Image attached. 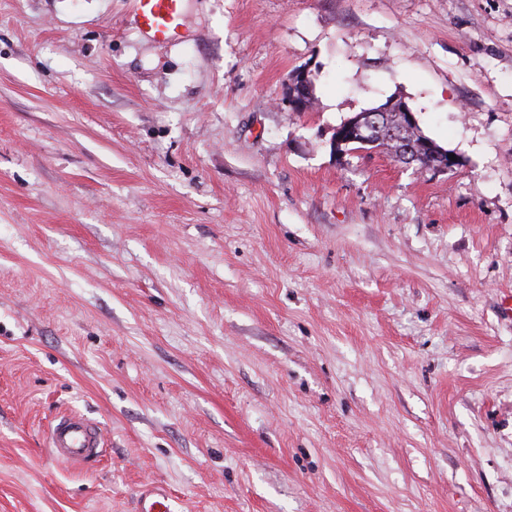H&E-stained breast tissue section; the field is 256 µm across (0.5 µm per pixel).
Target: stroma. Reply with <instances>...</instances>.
<instances>
[{
  "instance_id": "35a3bbf8",
  "label": "stroma",
  "mask_w": 512,
  "mask_h": 512,
  "mask_svg": "<svg viewBox=\"0 0 512 512\" xmlns=\"http://www.w3.org/2000/svg\"><path fill=\"white\" fill-rule=\"evenodd\" d=\"M509 297L512 0H0V512H512ZM138 23L160 39H172L179 29V0H131ZM307 69H301L290 75L285 101L288 106L292 107L297 112L300 111L306 104L304 95L307 94ZM397 102L390 101L388 104L383 105L374 110V115L377 117L376 120H373L371 123L364 125L362 121V117L352 116L345 120L342 124H340L334 130V135L331 139V144L333 146V150L337 155H342V147L352 142L361 143L365 149H378L380 152L386 153L391 156L395 161L405 163L397 153V147L399 145L398 141L393 142H384L381 141L377 145L368 146L370 144V137L375 132L374 130H378L381 124L382 118L385 116V112H390L393 109L394 104ZM372 110L366 112H372ZM398 113L399 112H391L388 114V123L395 129L397 138L413 141L418 147V151L421 150L423 155L427 154V152L430 151L429 142H434L423 135V132L421 128H419L418 124L410 128L401 126ZM49 449L57 460L72 465H89L102 456L103 442L96 422L77 412L55 419L48 436Z\"/></svg>"
}]
</instances>
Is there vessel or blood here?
<instances>
[{"instance_id":"b4317fda","label":"vessel or blood","mask_w":512,"mask_h":512,"mask_svg":"<svg viewBox=\"0 0 512 512\" xmlns=\"http://www.w3.org/2000/svg\"><path fill=\"white\" fill-rule=\"evenodd\" d=\"M132 4L143 30L160 39L176 35L180 20L179 0H132ZM48 442L54 458L72 465L97 462L103 452L98 425L77 412H68L55 419Z\"/></svg>"}]
</instances>
